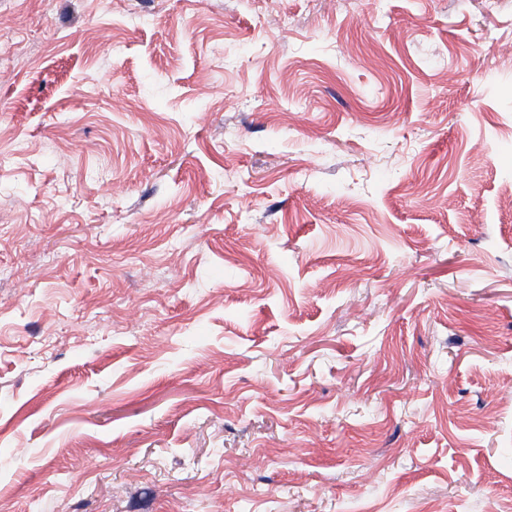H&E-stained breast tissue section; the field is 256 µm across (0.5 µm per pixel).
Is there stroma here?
<instances>
[{"label":"stroma","mask_w":512,"mask_h":512,"mask_svg":"<svg viewBox=\"0 0 512 512\" xmlns=\"http://www.w3.org/2000/svg\"><path fill=\"white\" fill-rule=\"evenodd\" d=\"M506 43L0 0V512H512Z\"/></svg>","instance_id":"stroma-1"}]
</instances>
